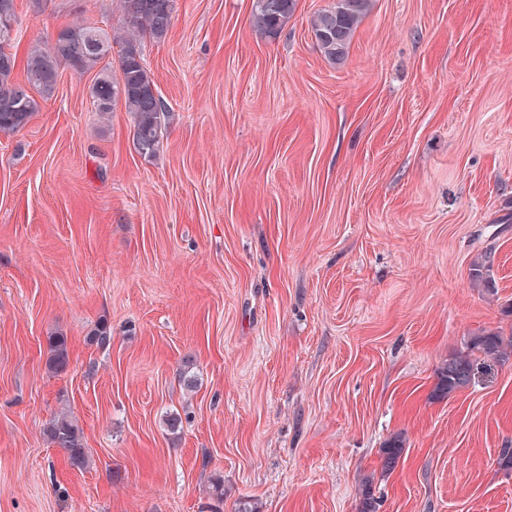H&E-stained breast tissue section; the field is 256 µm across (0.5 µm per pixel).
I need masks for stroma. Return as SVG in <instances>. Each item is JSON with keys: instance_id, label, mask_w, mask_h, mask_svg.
Here are the masks:
<instances>
[{"instance_id": "1", "label": "stroma", "mask_w": 512, "mask_h": 512, "mask_svg": "<svg viewBox=\"0 0 512 512\" xmlns=\"http://www.w3.org/2000/svg\"><path fill=\"white\" fill-rule=\"evenodd\" d=\"M334 2L267 38L252 0H173L142 43L170 112L154 156L66 66L0 135V512H358L368 476L378 512H512V361L432 396L469 336L512 334V0H373L339 64L310 27ZM16 16L22 57L122 22L117 0ZM63 410L87 467L43 434ZM49 358L47 360L48 369L53 373L65 372L70 363L68 340L63 334L48 336Z\"/></svg>"}]
</instances>
